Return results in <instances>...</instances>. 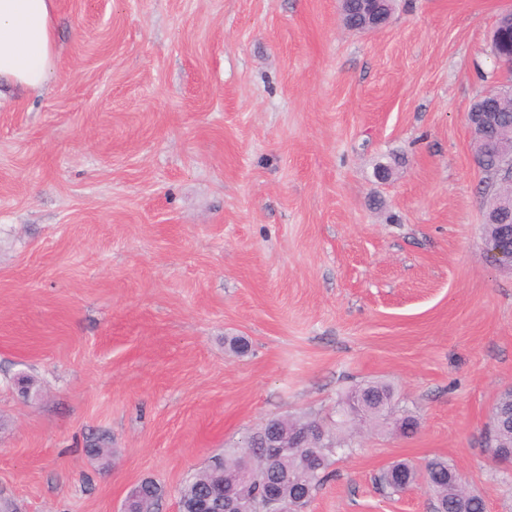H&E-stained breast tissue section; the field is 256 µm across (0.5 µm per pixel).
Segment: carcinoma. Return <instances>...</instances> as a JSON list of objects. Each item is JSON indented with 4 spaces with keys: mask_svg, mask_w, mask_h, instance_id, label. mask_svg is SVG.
Returning a JSON list of instances; mask_svg holds the SVG:
<instances>
[{
    "mask_svg": "<svg viewBox=\"0 0 512 512\" xmlns=\"http://www.w3.org/2000/svg\"><path fill=\"white\" fill-rule=\"evenodd\" d=\"M499 112L501 124L512 125V89L504 87L500 97V105L495 108ZM476 156L479 165L487 178H495V160L485 151L482 140H476ZM488 217L492 224L484 225V241L491 242L502 235L505 226H512V211L501 206L493 209ZM340 406V417L334 423V429L326 427V422L316 416L290 417L281 420L283 429L293 432L297 429L309 428L312 431V442L315 451L311 454L291 449L275 456V460L265 465L261 458L271 452L262 447L263 429H258L247 436L241 444L222 456H215L208 468L196 473L178 490L181 508L186 509L202 491L217 497L223 496L224 477L237 471L245 464H252L253 483L249 492L260 498L267 492V487L280 480L279 488L288 499L307 496L304 504H309L313 493L331 476V467L335 463L338 450L344 447L341 440L335 439L344 429L351 428L352 423L363 422L371 427H385L395 424L402 434L409 436L418 429V419L409 413L397 415L398 404L394 390L386 383L374 381L358 388L354 402L344 398L337 400ZM496 422L493 430L491 447L501 453H489L488 459L494 465L512 457L503 450L512 449V391L503 393L492 413ZM377 485L390 494H398L411 484L426 485L435 499L434 512H486L484 498L478 493L468 490L457 479L456 466L443 457H432L421 467L406 461H399L383 469L376 477ZM163 495L162 486L152 479L141 481L136 488L135 499L129 504L133 512H157Z\"/></svg>",
    "mask_w": 512,
    "mask_h": 512,
    "instance_id": "obj_1",
    "label": "carcinoma"
}]
</instances>
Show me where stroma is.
I'll list each match as a JSON object with an SVG mask.
<instances>
[{
	"label": "stroma",
	"instance_id": "stroma-1",
	"mask_svg": "<svg viewBox=\"0 0 512 512\" xmlns=\"http://www.w3.org/2000/svg\"><path fill=\"white\" fill-rule=\"evenodd\" d=\"M509 9L397 0L366 35L338 0H57L54 76L0 99V500L121 512L153 479L178 512L269 419L383 381L417 432L353 435L306 512H432L374 478L435 456L512 512V271L466 121ZM495 206L496 203L494 202L491 207L493 211L488 214V217L494 220L496 223L484 224V242L494 241L502 235L506 225L512 226L511 211L501 206L495 208ZM494 419L496 422V426L493 430L491 446H489L487 439V447L490 448L488 450V459L492 463V465L496 466V464H501L503 461L511 460L512 457L509 455H505L504 449H512V391H507L503 393L495 407L489 422ZM488 425V426H489ZM497 448L501 450V453H492V449Z\"/></svg>",
	"mask_w": 512,
	"mask_h": 512
}]
</instances>
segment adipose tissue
Instances as JSON below:
<instances>
[{"instance_id":"obj_1","label":"adipose tissue","mask_w":512,"mask_h":512,"mask_svg":"<svg viewBox=\"0 0 512 512\" xmlns=\"http://www.w3.org/2000/svg\"><path fill=\"white\" fill-rule=\"evenodd\" d=\"M56 0H0V85L42 89L58 55Z\"/></svg>"}]
</instances>
